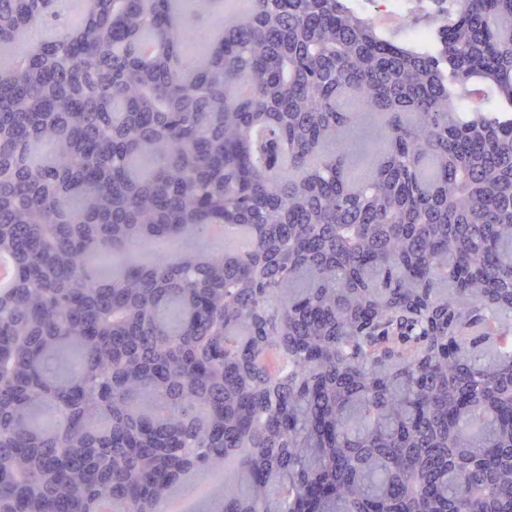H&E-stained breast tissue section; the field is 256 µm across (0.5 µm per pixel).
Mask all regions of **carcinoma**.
<instances>
[{
  "instance_id": "obj_1",
  "label": "carcinoma",
  "mask_w": 512,
  "mask_h": 512,
  "mask_svg": "<svg viewBox=\"0 0 512 512\" xmlns=\"http://www.w3.org/2000/svg\"><path fill=\"white\" fill-rule=\"evenodd\" d=\"M174 2L0 68V512H512V0ZM362 4V12L371 17L378 29L385 33L391 34L395 39L403 42L422 43L429 39L431 31L427 29L432 20V5L427 0L413 2L412 16L415 25L419 27L409 26L407 28V36L403 29V23L396 18L381 16L378 12L377 3L364 0ZM426 27V28H420ZM410 41H409V40Z\"/></svg>"
}]
</instances>
